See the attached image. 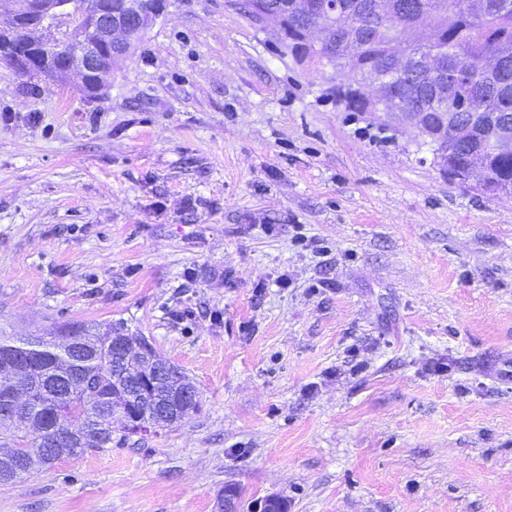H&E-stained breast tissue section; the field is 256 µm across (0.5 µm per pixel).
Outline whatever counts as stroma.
<instances>
[{
  "label": "stroma",
  "mask_w": 512,
  "mask_h": 512,
  "mask_svg": "<svg viewBox=\"0 0 512 512\" xmlns=\"http://www.w3.org/2000/svg\"><path fill=\"white\" fill-rule=\"evenodd\" d=\"M104 99L0 62V336L123 323L200 412L0 512H512V193L225 0H166ZM489 172L488 162L483 156L469 155L465 164L457 169L455 179L466 183L476 178L484 186L488 181Z\"/></svg>",
  "instance_id": "35a3bbf8"
}]
</instances>
